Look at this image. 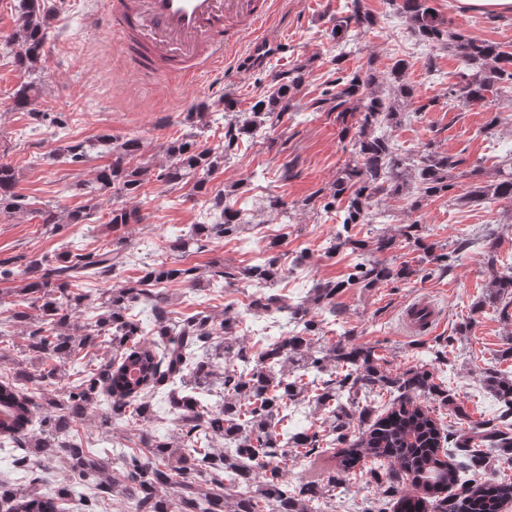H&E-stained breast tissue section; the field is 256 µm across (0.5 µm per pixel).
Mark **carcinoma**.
<instances>
[{"label":"carcinoma","mask_w":512,"mask_h":512,"mask_svg":"<svg viewBox=\"0 0 512 512\" xmlns=\"http://www.w3.org/2000/svg\"><path fill=\"white\" fill-rule=\"evenodd\" d=\"M20 3L18 27L11 37L18 46L14 64L24 72L36 71L49 37V20L38 0ZM399 8L419 41L449 49L458 57L459 80L448 87V98L465 108L485 105L490 92L512 100V52L450 29L430 0H400ZM329 22L330 37L340 42L375 20L364 10L362 0H350L346 10L332 15ZM344 59L342 54L333 59L334 78L326 82L314 106L317 112L336 113L339 138L349 141L353 159L344 164L330 192L316 191L303 205L318 204L327 211L343 203L342 229L346 231L351 224L372 223L374 203L404 194L408 163L381 133L383 127L399 122L400 112L377 95L378 72L370 65L350 71L342 66ZM407 68L405 61H396L390 77L400 96L410 99L414 92L404 82ZM305 81L301 67L278 69L271 74L269 90L253 98L243 111L238 99L224 96V144L217 149L203 147L193 134L184 133L162 145L166 161L155 173L136 162L142 150L139 140L119 142L102 136L112 162L84 184L87 204L64 217L48 206L29 208L15 192V169L0 163V209L56 227L82 224L102 196L110 193L117 200L130 199L151 174L166 186L189 185L193 193L212 197L220 211L216 222L196 224L190 233L171 241L170 251L200 250L208 242L236 235L248 221L226 203L223 192L209 188L210 177L244 138L297 107L294 98ZM37 90L34 82L21 86L14 109L31 106ZM88 151L81 143L61 149L72 164L83 162ZM464 163L455 155L424 146L414 164L418 197L411 208L418 209L423 200L447 192L456 179L481 174L478 166L461 169ZM463 199L474 203L512 200V155L501 158L497 179L473 184ZM135 221H139L137 211L125 205L110 212L114 229ZM399 236L413 243L430 263L448 259L446 254L434 253L416 221L401 226L397 236L380 234L364 240L339 232L327 252L350 248L357 259L354 273L316 284L299 304L270 292L254 295L248 304L251 310L284 313L287 323L301 327L254 353L235 337L237 317L231 311L221 315L202 311L172 324L167 317L169 297L147 289L161 282L204 288L208 280L195 266L172 265L165 259L145 264L137 280L102 293L104 313L77 327L71 319L87 296L71 286L110 278L123 264L119 251L74 248L33 260L21 255L0 259V281L23 276L19 292L26 295L19 302L23 309L9 315V322L23 329L26 344L13 359L14 375L0 383V440L8 439L25 451L13 466L30 472L44 460L62 463L80 481L93 483L94 494L83 499L87 512H97L99 501L111 496L123 499L131 512H323L322 501L333 497L337 475L354 468L361 458L371 457L390 465L385 473L372 470L370 474L382 497L396 499L397 512H501L505 503L512 502V483L487 476L494 459L484 450L512 461V379L496 370L489 372L487 380L499 395L500 407L492 417L472 422L467 432L459 434L416 403L420 397L432 398L462 413L455 396L436 383L429 370L420 367L392 376L378 367L373 347L350 343L346 331L323 355L312 353L315 316L330 325L343 323L337 295L357 285L371 288L384 281H406L417 273L405 263L396 266L375 257L393 249ZM266 251L269 255L261 263L244 268L219 265L212 275L222 278L226 287L252 282L271 287L283 279L285 268L277 243H268ZM489 274L496 295L503 299L499 317L511 320L512 266L502 270L492 266ZM142 304L149 308L155 326L150 341L145 339L143 320L129 315ZM97 341L112 348L111 358L95 365L77 359L80 350ZM211 346L214 356H197ZM68 362L73 364L76 380L64 398H56L46 388L55 384ZM330 362L335 375L325 379ZM376 388L393 396L381 414L361 404V395ZM309 391L314 393L315 406L327 412L329 433L334 435L329 448L321 447L320 437L305 429L276 430L291 418L290 406ZM159 393L166 394L179 421V432L172 437L142 429L136 447L112 459L94 454L75 433L76 425L94 411L105 434L131 420L147 424L153 419L148 395ZM36 407L42 416L35 421ZM356 419L367 428L350 441L348 430ZM300 448L307 455H329L337 461V469L322 479L288 483L281 460ZM115 464L125 473L121 483L111 477ZM406 478L422 491L421 496L413 499L403 492L400 482ZM70 495L68 484L43 494L32 485L0 483V502L9 512H57L59 503Z\"/></svg>","instance_id":"carcinoma-1"}]
</instances>
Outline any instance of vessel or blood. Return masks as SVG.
I'll return each instance as SVG.
<instances>
[{
  "label": "vessel or blood",
  "mask_w": 512,
  "mask_h": 512,
  "mask_svg": "<svg viewBox=\"0 0 512 512\" xmlns=\"http://www.w3.org/2000/svg\"><path fill=\"white\" fill-rule=\"evenodd\" d=\"M274 0H113L100 22L123 49L126 67L140 75L186 79L201 72L223 73L229 48L248 40L235 67L254 68L284 49V41L264 36ZM438 323L429 299L411 304L404 330L418 335Z\"/></svg>",
  "instance_id": "1"
}]
</instances>
